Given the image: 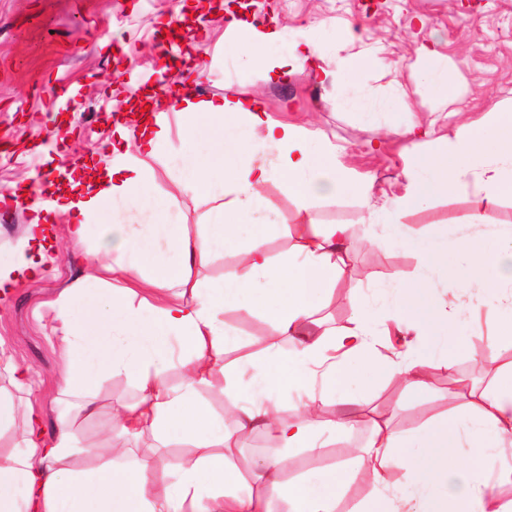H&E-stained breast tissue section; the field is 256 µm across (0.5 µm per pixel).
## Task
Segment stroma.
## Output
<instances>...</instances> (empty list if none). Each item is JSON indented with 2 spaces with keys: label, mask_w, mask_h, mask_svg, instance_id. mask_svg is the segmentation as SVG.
<instances>
[{
  "label": "stroma",
  "mask_w": 512,
  "mask_h": 512,
  "mask_svg": "<svg viewBox=\"0 0 512 512\" xmlns=\"http://www.w3.org/2000/svg\"><path fill=\"white\" fill-rule=\"evenodd\" d=\"M189 0H0V195L11 193L30 175L52 170L54 163L78 154L108 164L121 143L112 118L119 102L160 84L163 27L161 18L174 14ZM258 28L276 22L284 42L310 41L326 61L337 63L363 55L367 65L355 69L353 80L368 100L389 99L392 112L365 115L336 103V88L319 86L307 73L267 80L263 70L245 67L237 30L217 18L190 29L182 47L204 68L209 97H255L279 120L313 124L340 147L342 164L375 183V201L403 194L407 178L400 152L399 127L435 115L438 134L453 136L456 113L486 117L492 107L512 108V0H251ZM437 41L448 62V78L457 91L453 104H443L411 66L417 41ZM135 57V67L117 64ZM75 90L73 105L54 110L45 106L59 88ZM266 201L280 214L281 225L267 243L272 253L288 251L290 225L300 223L293 203L278 182L262 188ZM473 203L463 194L442 197L428 208L405 216L413 233L431 235L444 246L477 231L495 232L512 226V198L487 209L481 225L470 222ZM47 250L44 265L0 293V342L22 366L37 375L36 410L52 424L61 406L55 377L62 360L52 338L53 305L61 292L81 278L75 248L67 242L63 224ZM351 262L326 302L330 324L344 328L351 320L346 297L349 283L363 287L370 304L378 306L394 295L401 278L428 275L438 300L467 301L469 294L438 274H426L421 256L404 249L380 253L365 238L351 244ZM512 319V310L496 309L479 324L458 322L464 338L456 364L458 377L478 386L507 361L512 348L493 347L495 325ZM236 328L242 345L227 361L261 351L268 340L283 349L293 342L271 337L265 318L238 311L224 315ZM431 388L406 407H398L395 383L368 389L365 398L377 411L393 412V425L410 432L448 414V374L435 369ZM138 397L134 382L115 376L97 392L99 415L78 419L80 437L97 441L112 416V405ZM369 434L368 423L330 439L319 454L297 448L283 451L264 433L254 435L232 457L241 473L267 457L289 454V479H296L358 456Z\"/></svg>",
  "instance_id": "1"
}]
</instances>
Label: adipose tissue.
<instances>
[{"label": "adipose tissue", "mask_w": 512, "mask_h": 512, "mask_svg": "<svg viewBox=\"0 0 512 512\" xmlns=\"http://www.w3.org/2000/svg\"><path fill=\"white\" fill-rule=\"evenodd\" d=\"M234 24L247 68L265 69L272 81L309 70L319 85L336 87L342 105L367 111L353 93L352 79L323 65L316 44L280 53L278 32L258 29L247 17ZM438 57L434 42L420 43L412 66L447 101L455 89ZM178 116L185 149L162 148L166 116L143 122L133 143L99 177L71 180L50 205L33 204L30 224L0 268V288L38 268L43 229L58 215L109 216L99 247L83 256L79 285L65 289L55 303V331L66 356L59 391L87 419L98 414L96 391L103 378L127 376L139 391L135 403L113 406L100 442L91 445L68 417L43 430L34 408H20L0 393V437L10 438L8 449L0 451V512H269V502L278 499L288 500L291 512H336L351 477L345 466L291 482L284 476L287 460L271 457L234 491L230 485L239 473L225 449L239 447L257 430L285 448H319L321 434L359 424L367 381L397 382L404 405L427 388L430 369L454 366L461 344L455 326L473 315V306L436 301L426 275L398 285L382 317L364 303L358 287H350L351 325L337 332L322 328L319 307L344 274L358 230L317 223L316 204L344 195L364 201L373 189L370 180L351 176L335 145L305 126L273 119L254 98L187 95ZM202 119L208 122L203 132L197 126ZM200 135L207 145L203 152L192 147ZM403 135L408 188L391 206L369 211L368 224L399 225L402 215L451 193L471 196V221L479 224L486 208L512 197V110L494 112L488 122L460 121L449 139L435 137L432 124L420 122ZM430 137L434 149L421 151V139ZM161 171L172 175L176 193H156ZM274 180L301 217L289 230L292 248L276 258L266 243L280 215L261 194ZM183 195L212 205L200 233L190 234L178 221ZM371 242L382 253L395 247L423 252L427 272L448 269L447 251L423 239L401 232L375 235ZM239 248L244 257L233 276L192 277V270ZM457 249L465 261L462 283L482 287L481 306L494 309L512 301L511 230L492 238L465 237ZM228 311L264 316L273 335L293 339V350L284 353L272 343L229 367L224 356L239 338L224 320ZM385 320L425 337V344L407 355L376 356V331ZM175 360L183 369L176 385L169 381ZM242 373L249 374V384L229 417L213 414L200 401V390L217 377L231 380ZM286 387L299 395L290 419L278 401ZM332 397L340 409L334 419L321 420L319 409ZM448 398L461 401V409L412 435L396 431L391 415L373 418L364 455L377 483L356 512H507L495 484L512 483V456L506 452L512 439V364L484 387L449 388ZM21 418L27 421L22 429L16 426ZM452 422L464 427L469 455L460 454L449 436ZM146 432L158 447L181 442L193 453L171 467L151 456L131 458V441ZM83 458L94 459V466L77 467ZM395 470L408 489L401 498L388 492Z\"/></svg>", "instance_id": "1"}]
</instances>
